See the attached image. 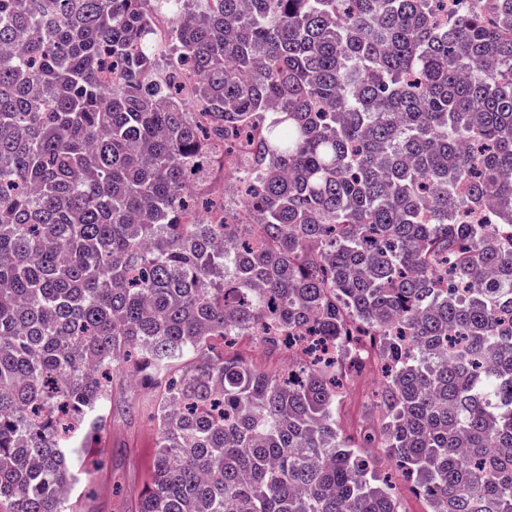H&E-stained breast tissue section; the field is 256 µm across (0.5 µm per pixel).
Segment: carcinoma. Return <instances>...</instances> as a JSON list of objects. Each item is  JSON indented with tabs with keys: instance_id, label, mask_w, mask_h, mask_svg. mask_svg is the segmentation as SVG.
<instances>
[{
	"instance_id": "carcinoma-1",
	"label": "carcinoma",
	"mask_w": 512,
	"mask_h": 512,
	"mask_svg": "<svg viewBox=\"0 0 512 512\" xmlns=\"http://www.w3.org/2000/svg\"><path fill=\"white\" fill-rule=\"evenodd\" d=\"M466 2L0 0V507L79 512L139 380L132 512H404L366 448L512 512V0ZM240 349L244 356L251 359L257 366L274 370L288 357L285 353L270 352L262 345L252 341H243L240 343ZM377 382L378 374L368 368L348 385L340 419L344 435L357 437L370 431L375 418L371 410Z\"/></svg>"
}]
</instances>
